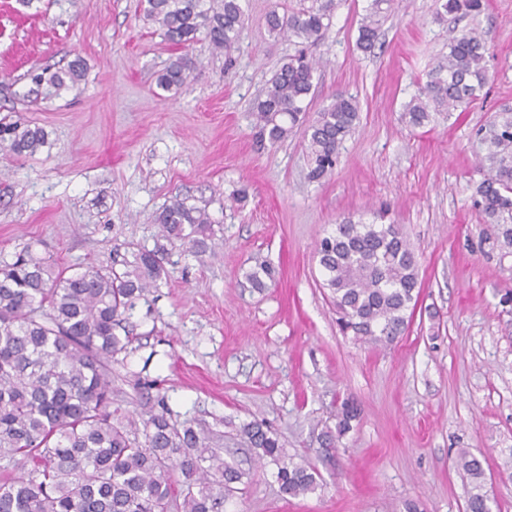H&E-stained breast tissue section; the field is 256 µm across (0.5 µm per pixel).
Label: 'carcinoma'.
I'll list each match as a JSON object with an SVG mask.
<instances>
[{"label":"carcinoma","mask_w":512,"mask_h":512,"mask_svg":"<svg viewBox=\"0 0 512 512\" xmlns=\"http://www.w3.org/2000/svg\"><path fill=\"white\" fill-rule=\"evenodd\" d=\"M371 0L358 29L357 47L374 49L383 5ZM445 14L476 16L485 0H438ZM331 0L309 7L272 10L271 32L297 44L319 41L328 27ZM144 16L160 25L166 39L185 48L203 31L217 52L230 54L244 24L241 0H145ZM484 38L474 29L451 35L448 64L428 74L422 96L403 118L411 126L431 122L481 99L487 83ZM316 62L304 53L287 57L253 108L260 145L288 138L306 120L315 92ZM193 72L187 57L172 60L157 76L170 91L187 86ZM84 76L82 60L45 78L60 90ZM355 99L338 94L317 112L306 130L308 178L320 181L336 167L339 146L358 120ZM479 164L486 171L474 206L495 239L512 248V108L493 113L476 132ZM47 134L18 115L0 117V153L31 156ZM164 243L141 248L122 271L95 266L77 271L58 266L26 245L15 259L0 260V512H222L243 472L210 450L211 431L201 422H172L167 404L147 411L141 423L118 417L112 405V363L127 354L129 339L115 328L136 300L166 275L168 247L181 245L201 256L214 240L206 207L176 196L156 216ZM327 288L345 336L389 346L412 321L420 293L419 262L394 224L336 225L317 249ZM275 270L261 261L246 275L257 290ZM358 416L345 402L336 429L321 436L333 448ZM240 442L277 467L283 495L313 493L319 475L309 465L286 460L276 434L257 421L239 426ZM456 467L470 485L466 512H492L484 491L482 462L464 451ZM181 478L174 480V472Z\"/></svg>","instance_id":"obj_1"}]
</instances>
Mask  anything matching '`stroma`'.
<instances>
[{"label":"stroma","instance_id":"1","mask_svg":"<svg viewBox=\"0 0 512 512\" xmlns=\"http://www.w3.org/2000/svg\"><path fill=\"white\" fill-rule=\"evenodd\" d=\"M311 0H241L231 55L205 35L184 53L196 65L179 92L156 84L182 51L147 21L140 0H0V116L47 133L29 157L0 155V260L25 245L59 266L121 267L153 248L154 218L172 196L207 206L217 245L201 257L173 248L167 274L125 322L128 356L112 365L119 415L165 400L173 420H200L211 447L245 476L223 512H464L461 451L483 461L493 512H512V252L473 205L483 173L475 131L512 106V0L478 16L435 18V0H393L371 52L357 49L370 0H333L321 40L318 111L354 97L359 122L334 172L310 181L306 128L259 146L251 112L296 45L271 35L274 9ZM475 27L489 47L486 98L465 112L408 125L405 105L445 63L450 30ZM83 59V79L28 97L30 76ZM384 212L420 264L414 320L375 347L342 335L323 288L319 241L346 217ZM276 277L263 290L257 261ZM353 428L324 450L342 400ZM257 420L285 452L314 467L318 489L284 498L275 465L240 445Z\"/></svg>","mask_w":512,"mask_h":512}]
</instances>
